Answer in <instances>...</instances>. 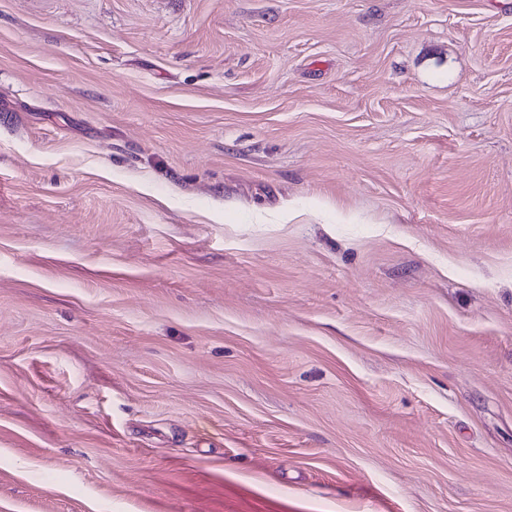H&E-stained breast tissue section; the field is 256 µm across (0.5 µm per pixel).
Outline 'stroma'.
Listing matches in <instances>:
<instances>
[{
  "label": "stroma",
  "mask_w": 512,
  "mask_h": 512,
  "mask_svg": "<svg viewBox=\"0 0 512 512\" xmlns=\"http://www.w3.org/2000/svg\"><path fill=\"white\" fill-rule=\"evenodd\" d=\"M0 512H512V0H0Z\"/></svg>",
  "instance_id": "obj_1"
}]
</instances>
